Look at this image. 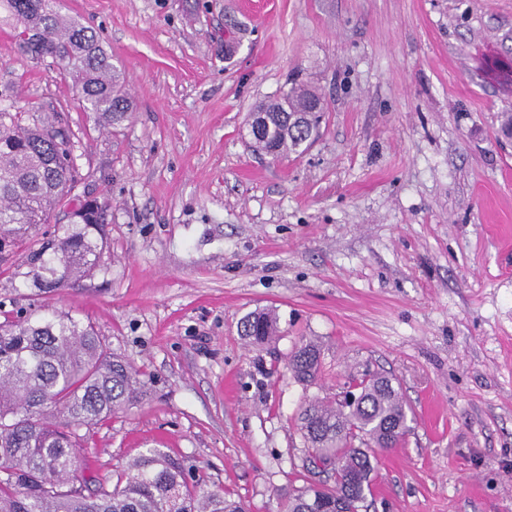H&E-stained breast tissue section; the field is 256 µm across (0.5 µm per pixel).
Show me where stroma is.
Listing matches in <instances>:
<instances>
[{
	"label": "stroma",
	"mask_w": 512,
	"mask_h": 512,
	"mask_svg": "<svg viewBox=\"0 0 512 512\" xmlns=\"http://www.w3.org/2000/svg\"><path fill=\"white\" fill-rule=\"evenodd\" d=\"M99 36L132 103L94 125L73 78L18 48L0 0V92L58 112L82 191L109 200L92 275L39 292L0 272V311L92 323L146 394L96 426L79 481L115 486L160 448L247 512L333 484L296 429L365 370L411 430L380 453L367 512H512V0H51ZM317 134L272 160L247 119L292 82ZM269 309L279 335L238 328ZM323 370L298 383L300 337ZM321 350L316 342L301 337L287 358V368L302 385L314 384L321 372Z\"/></svg>",
	"instance_id": "35a3bbf8"
}]
</instances>
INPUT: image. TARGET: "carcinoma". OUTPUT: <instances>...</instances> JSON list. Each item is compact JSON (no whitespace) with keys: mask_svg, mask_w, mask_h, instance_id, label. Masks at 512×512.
Here are the masks:
<instances>
[{"mask_svg":"<svg viewBox=\"0 0 512 512\" xmlns=\"http://www.w3.org/2000/svg\"><path fill=\"white\" fill-rule=\"evenodd\" d=\"M16 38L35 58L49 57L73 74L83 108L108 128L129 118L131 102L111 57L95 33L67 21L49 0H7ZM320 96L294 84L263 113L256 150L283 155L298 150L318 126ZM76 142L49 117L0 107V254L26 248L24 276L35 288L55 289L93 270L103 247V207L86 198L65 213L63 235L31 245L36 229L84 182ZM270 311L248 314L240 335L261 346L277 335ZM321 350L304 337L287 368L303 384L321 372ZM144 383L110 352L93 326L68 313L4 318L0 322V512H246L222 490L188 481L186 468L159 448L134 459L115 487L74 486L90 430L135 404ZM353 403L313 399L300 412V431L311 458L336 467L331 488L311 485L288 498L284 512H359L371 491L378 453L410 431V407L392 379L368 375L356 382Z\"/></svg>","mask_w":512,"mask_h":512,"instance_id":"1","label":"carcinoma"}]
</instances>
